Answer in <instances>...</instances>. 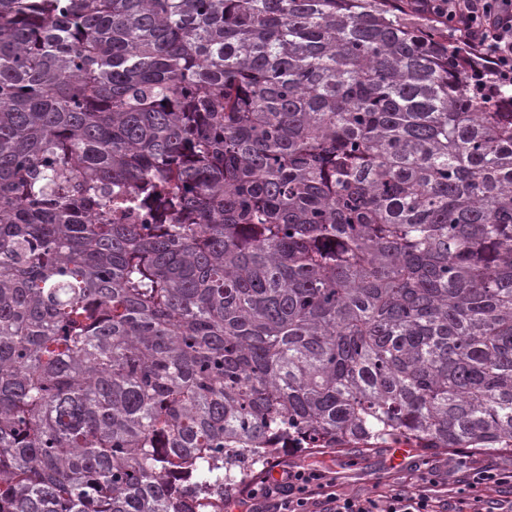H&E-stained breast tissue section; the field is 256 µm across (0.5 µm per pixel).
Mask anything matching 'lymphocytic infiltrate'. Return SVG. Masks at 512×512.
Masks as SVG:
<instances>
[{
  "mask_svg": "<svg viewBox=\"0 0 512 512\" xmlns=\"http://www.w3.org/2000/svg\"><path fill=\"white\" fill-rule=\"evenodd\" d=\"M416 15L448 27L460 50L472 54L483 67L512 81V0H408ZM413 482L392 485L384 495L346 493L336 479L317 464L271 461L262 480L234 496L246 512H512L488 499L489 489L512 484V466L478 465L467 451L448 456L447 469L426 458H415ZM464 471L455 496L440 502L433 489Z\"/></svg>",
  "mask_w": 512,
  "mask_h": 512,
  "instance_id": "lymphocytic-infiltrate-1",
  "label": "lymphocytic infiltrate"
}]
</instances>
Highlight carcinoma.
Returning a JSON list of instances; mask_svg holds the SVG:
<instances>
[{
	"label": "carcinoma",
	"mask_w": 512,
	"mask_h": 512,
	"mask_svg": "<svg viewBox=\"0 0 512 512\" xmlns=\"http://www.w3.org/2000/svg\"><path fill=\"white\" fill-rule=\"evenodd\" d=\"M503 100L404 0H0V512L512 452Z\"/></svg>",
	"instance_id": "1"
}]
</instances>
